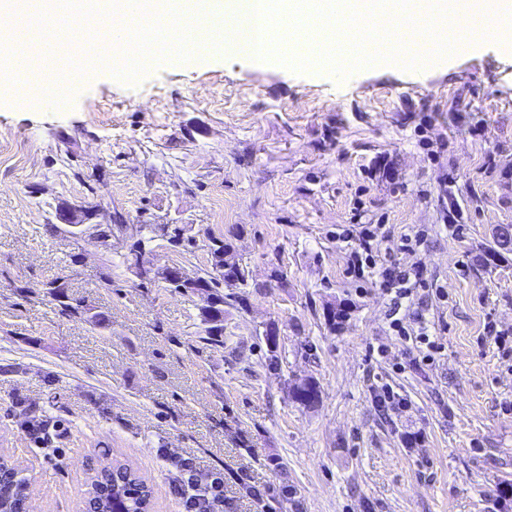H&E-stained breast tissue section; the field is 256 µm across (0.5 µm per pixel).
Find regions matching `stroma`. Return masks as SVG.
<instances>
[{"label": "stroma", "mask_w": 512, "mask_h": 512, "mask_svg": "<svg viewBox=\"0 0 512 512\" xmlns=\"http://www.w3.org/2000/svg\"><path fill=\"white\" fill-rule=\"evenodd\" d=\"M32 53L72 68L66 102L0 106V453L31 512H79L104 458L147 479L151 512H186L176 456L222 478L223 512H512V357L486 330L512 334V252L484 261L512 224V55L489 43L344 80L201 56L130 83L80 74L59 32ZM78 205L109 247L67 224ZM452 207L459 238L441 229ZM144 224L183 230L151 242L158 267L209 269L211 238L231 237L255 286L225 307L222 344L196 353L201 301L124 263ZM342 224L383 225V250L420 263L434 360L379 361L388 298L348 278ZM58 277L106 323L60 316L45 295ZM308 380L310 408L291 393ZM382 383L406 409L378 406ZM28 408L59 421L50 448L22 428Z\"/></svg>", "instance_id": "obj_1"}]
</instances>
